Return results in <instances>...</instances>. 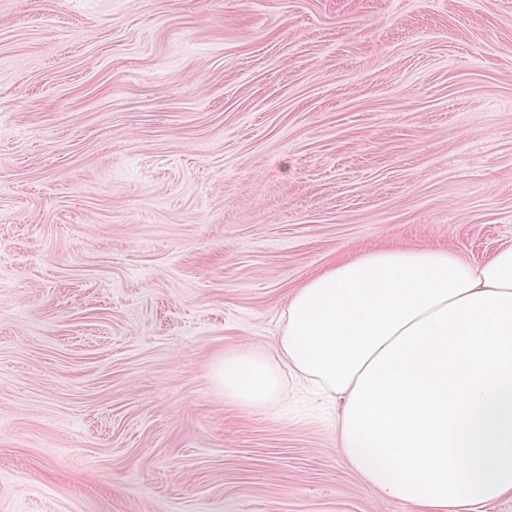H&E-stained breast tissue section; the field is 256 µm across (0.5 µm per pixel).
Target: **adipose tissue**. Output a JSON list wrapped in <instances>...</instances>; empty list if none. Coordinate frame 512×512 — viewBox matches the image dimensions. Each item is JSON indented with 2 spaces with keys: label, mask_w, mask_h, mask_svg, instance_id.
Here are the masks:
<instances>
[{
  "label": "adipose tissue",
  "mask_w": 512,
  "mask_h": 512,
  "mask_svg": "<svg viewBox=\"0 0 512 512\" xmlns=\"http://www.w3.org/2000/svg\"><path fill=\"white\" fill-rule=\"evenodd\" d=\"M281 322L273 352L215 364L225 398L267 407L292 370L340 396L339 452L370 490L416 512L512 496V246L378 249L303 281Z\"/></svg>",
  "instance_id": "obj_1"
}]
</instances>
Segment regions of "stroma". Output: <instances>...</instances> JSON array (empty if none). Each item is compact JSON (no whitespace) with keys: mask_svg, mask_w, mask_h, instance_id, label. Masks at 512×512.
I'll return each instance as SVG.
<instances>
[{"mask_svg":"<svg viewBox=\"0 0 512 512\" xmlns=\"http://www.w3.org/2000/svg\"><path fill=\"white\" fill-rule=\"evenodd\" d=\"M512 245V0H0V512H414L212 379L332 261Z\"/></svg>","mask_w":512,"mask_h":512,"instance_id":"35a3bbf8","label":"stroma"}]
</instances>
